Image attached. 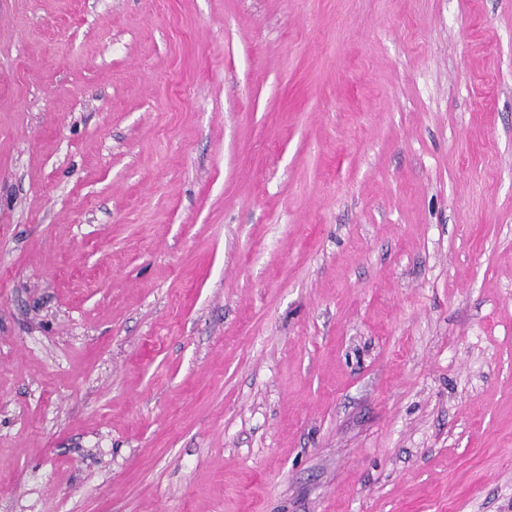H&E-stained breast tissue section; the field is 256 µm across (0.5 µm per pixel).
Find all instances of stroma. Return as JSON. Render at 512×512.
Here are the masks:
<instances>
[{"label":"stroma","mask_w":512,"mask_h":512,"mask_svg":"<svg viewBox=\"0 0 512 512\" xmlns=\"http://www.w3.org/2000/svg\"><path fill=\"white\" fill-rule=\"evenodd\" d=\"M0 512H512V0H0Z\"/></svg>","instance_id":"35a3bbf8"}]
</instances>
